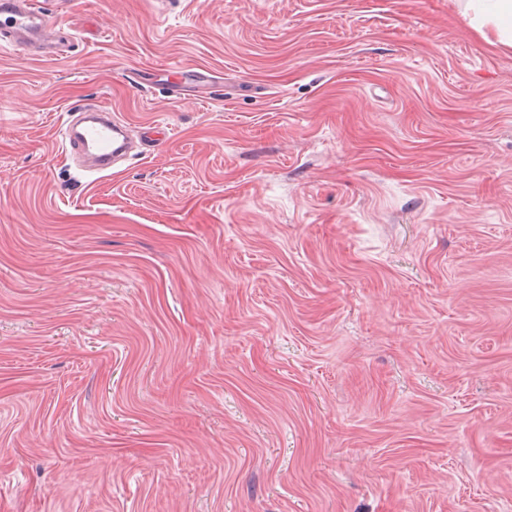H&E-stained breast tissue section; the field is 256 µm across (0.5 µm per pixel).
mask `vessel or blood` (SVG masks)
Returning a JSON list of instances; mask_svg holds the SVG:
<instances>
[{"label": "vessel or blood", "instance_id": "obj_1", "mask_svg": "<svg viewBox=\"0 0 512 512\" xmlns=\"http://www.w3.org/2000/svg\"><path fill=\"white\" fill-rule=\"evenodd\" d=\"M56 38L57 28L40 0H0V44L42 59ZM74 112V120L61 129L66 150L76 159L94 152L96 158L88 173L112 175L116 164L132 151L130 140L124 137L126 123L101 105H80Z\"/></svg>", "mask_w": 512, "mask_h": 512}]
</instances>
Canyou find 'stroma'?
I'll return each instance as SVG.
<instances>
[{
  "instance_id": "1",
  "label": "stroma",
  "mask_w": 512,
  "mask_h": 512,
  "mask_svg": "<svg viewBox=\"0 0 512 512\" xmlns=\"http://www.w3.org/2000/svg\"><path fill=\"white\" fill-rule=\"evenodd\" d=\"M41 2L75 47L0 48V512H512V48L464 0ZM89 101L171 137L90 179Z\"/></svg>"
}]
</instances>
